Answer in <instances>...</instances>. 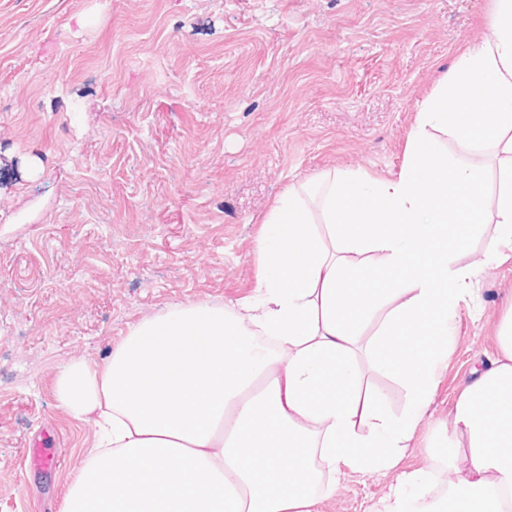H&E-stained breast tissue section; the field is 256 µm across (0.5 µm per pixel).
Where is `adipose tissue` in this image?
I'll use <instances>...</instances> for the list:
<instances>
[{"mask_svg":"<svg viewBox=\"0 0 512 512\" xmlns=\"http://www.w3.org/2000/svg\"><path fill=\"white\" fill-rule=\"evenodd\" d=\"M488 28L419 104L397 175L333 170L275 201L253 301L173 306L134 325L102 365L58 376L59 403L96 428L63 512H315L340 474L396 466L461 304L512 249V0H494ZM488 222L492 248L459 264ZM498 343L442 425L451 512L512 501V316ZM363 349L401 382L400 415L363 393ZM431 480L427 467L401 473L371 512H440Z\"/></svg>","mask_w":512,"mask_h":512,"instance_id":"1","label":"adipose tissue"}]
</instances>
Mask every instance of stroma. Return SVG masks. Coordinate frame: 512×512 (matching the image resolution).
<instances>
[{"instance_id": "1", "label": "stroma", "mask_w": 512, "mask_h": 512, "mask_svg": "<svg viewBox=\"0 0 512 512\" xmlns=\"http://www.w3.org/2000/svg\"><path fill=\"white\" fill-rule=\"evenodd\" d=\"M492 0H0V512H61L95 442L56 399L177 304L251 300L263 219L333 169L398 173L419 102ZM512 258L459 312L430 415L396 472L338 476L319 512H368L432 463L472 368L498 355ZM393 413L405 392L358 357ZM50 436L59 464L28 468Z\"/></svg>"}]
</instances>
